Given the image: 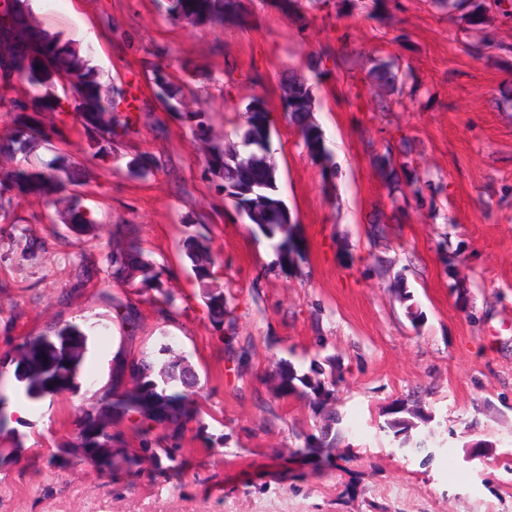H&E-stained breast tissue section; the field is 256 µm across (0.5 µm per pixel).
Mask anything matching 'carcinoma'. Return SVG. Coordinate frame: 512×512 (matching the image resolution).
<instances>
[{
	"label": "carcinoma",
	"mask_w": 512,
	"mask_h": 512,
	"mask_svg": "<svg viewBox=\"0 0 512 512\" xmlns=\"http://www.w3.org/2000/svg\"><path fill=\"white\" fill-rule=\"evenodd\" d=\"M166 12L174 19H186L195 24L224 23L237 17V0H167ZM10 24L0 29V48L15 49L13 41L21 38L37 45L41 40L40 31L27 22L17 11L16 0L7 4ZM58 71L66 77V84L75 87L93 88L92 70L77 57L66 59L54 57ZM155 99L167 112L179 111V104L188 85H175L160 78L155 81ZM88 97L96 102L98 111L85 112L82 105L74 106L81 121L108 136L119 139L133 133L129 119L121 120L114 112L112 99H102L90 93ZM286 110L290 121L300 132L309 154L316 159L329 158L319 126L310 117L314 111V98L310 84L293 77L285 87ZM25 100L22 93L13 86L0 87V110L23 109ZM240 147L226 150L215 147L206 159L212 174L226 180L235 188L232 195L236 209L242 210L248 220L260 227L262 234L274 241L283 262H288L296 251L293 236H285L281 228L288 221V207L277 197L276 169L268 162L271 145L269 112L264 102L256 98L246 113ZM46 141L43 132L26 127L18 128L7 140L0 142V157L11 163V168L0 179V219H12V192L36 190L51 198L65 185L75 186L71 176L59 174L55 168L33 170L29 167L31 149L38 140ZM132 169L142 175L159 167V160L149 154L140 153L130 160ZM74 206L69 211L70 230L74 233H88L94 228L93 220L80 212L79 195L73 193ZM183 255L190 262L195 278L203 290V298L212 322L221 327H233L234 309L224 302V291L210 286L216 266L209 239L203 235H190L182 242ZM112 266V281L120 287L131 286L135 281L153 286L157 293L154 301L162 305V311L169 314L176 309V297L163 287L162 272L157 270L143 254L134 235L120 242L109 258ZM112 306L121 321L131 327L138 320V311L129 299L112 295ZM88 334L76 323H66L49 334L31 336L23 340L14 352V376L18 388L25 398L37 402L47 396L69 392L77 388L76 379L87 349ZM199 380L183 356H173L163 362L159 370H153L149 357L137 360L125 358L113 368L111 385L102 390L92 409L83 412L75 422V434L69 452L83 458L89 464L108 469L114 473L131 474L138 470L144 458H151L155 465L166 470H182L186 459L180 446L184 426L191 422L198 410L194 407L195 388ZM336 381L329 375L322 379L306 374L297 375L293 365L286 362L279 372L277 390L281 394L297 393L309 400L317 411H326L320 434L305 437L303 447L297 453L316 455L321 462H331L336 452V425L340 423L337 411L327 409L334 397ZM405 416L389 419L379 429L392 433L399 439V445L412 453L427 449L425 440L413 437L411 430L416 427L413 419L428 421L421 408L404 407ZM137 441V447L130 449L126 433L119 429L122 423ZM23 453V443L7 428L6 417L0 418V455L10 463H18Z\"/></svg>",
	"instance_id": "1"
}]
</instances>
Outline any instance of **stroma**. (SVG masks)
<instances>
[{
	"instance_id": "obj_1",
	"label": "stroma",
	"mask_w": 512,
	"mask_h": 512,
	"mask_svg": "<svg viewBox=\"0 0 512 512\" xmlns=\"http://www.w3.org/2000/svg\"><path fill=\"white\" fill-rule=\"evenodd\" d=\"M44 43L85 61L101 93L138 86L141 108L124 159L63 95L51 60L25 41L36 89L0 67V86L26 90L27 108L0 111V138L22 121L60 130L37 144L33 168L75 167L79 204L96 231L73 234L72 203L14 196L0 222V368L25 338L69 321L93 326L73 392L30 404L8 426L24 456L0 468V512H512V6L471 23L439 0H240L218 25L169 20L157 0H23ZM398 71L385 95L369 72ZM189 83L188 112L206 114L209 142L184 115L163 111L149 74ZM304 76L329 161L314 159L282 97ZM390 98V111L379 103ZM262 99L270 163L299 246L282 264L206 169L210 144H237L246 109ZM153 174L128 172L140 152ZM409 163L419 181L392 184L379 157ZM135 228L179 308L162 314L150 286L126 288L140 322L117 319L109 256ZM207 236L214 286L234 296L233 332L209 319L183 239ZM232 348H225L226 335ZM200 379V416L182 435L188 468L114 475L79 457L50 462L74 421L112 379L115 356L161 344ZM336 375L340 412L332 465L295 455L320 413L277 391L282 362ZM418 404L437 430L431 460L404 454L379 431L393 403ZM484 442L486 462L467 461Z\"/></svg>"
}]
</instances>
